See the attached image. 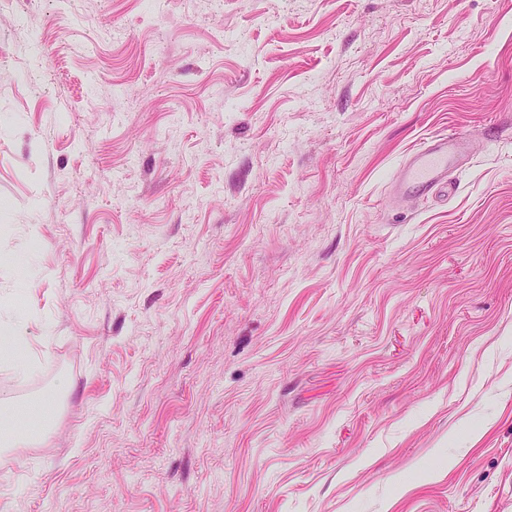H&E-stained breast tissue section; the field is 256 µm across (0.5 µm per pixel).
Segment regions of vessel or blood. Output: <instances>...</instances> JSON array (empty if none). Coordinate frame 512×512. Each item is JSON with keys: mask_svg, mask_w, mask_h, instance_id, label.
<instances>
[{"mask_svg": "<svg viewBox=\"0 0 512 512\" xmlns=\"http://www.w3.org/2000/svg\"><path fill=\"white\" fill-rule=\"evenodd\" d=\"M469 148V137L451 133L433 136L422 142L403 161L394 180L396 192L403 197H427L454 188L449 172L460 164Z\"/></svg>", "mask_w": 512, "mask_h": 512, "instance_id": "1", "label": "vessel or blood"}]
</instances>
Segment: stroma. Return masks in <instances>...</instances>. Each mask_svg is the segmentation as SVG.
<instances>
[{
  "label": "stroma",
  "mask_w": 512,
  "mask_h": 512,
  "mask_svg": "<svg viewBox=\"0 0 512 512\" xmlns=\"http://www.w3.org/2000/svg\"><path fill=\"white\" fill-rule=\"evenodd\" d=\"M0 43V409L57 407L0 512H512V0H0ZM469 136L451 133L422 142L403 161L393 186L402 197H428L449 193L454 182L450 169L461 163L469 148ZM20 326L10 329L6 336L9 350L1 353V368L9 369L19 376L26 375L33 367V363L25 352V336H19Z\"/></svg>",
  "instance_id": "obj_1"
}]
</instances>
